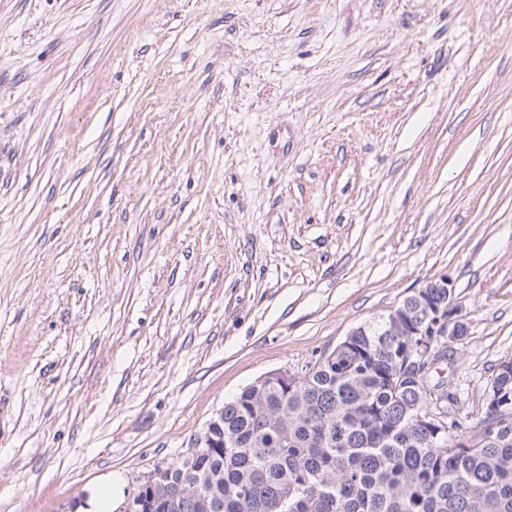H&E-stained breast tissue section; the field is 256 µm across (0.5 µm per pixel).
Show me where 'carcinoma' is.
<instances>
[{"mask_svg":"<svg viewBox=\"0 0 512 512\" xmlns=\"http://www.w3.org/2000/svg\"><path fill=\"white\" fill-rule=\"evenodd\" d=\"M413 347L404 326L375 319L293 390L246 386L224 403L233 446L174 462L145 494L157 512H512V411L486 406L473 425L455 413L461 441L440 442L407 412ZM491 390L512 402L511 365Z\"/></svg>","mask_w":512,"mask_h":512,"instance_id":"carcinoma-1","label":"carcinoma"}]
</instances>
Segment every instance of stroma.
<instances>
[{
  "mask_svg": "<svg viewBox=\"0 0 512 512\" xmlns=\"http://www.w3.org/2000/svg\"><path fill=\"white\" fill-rule=\"evenodd\" d=\"M442 277L475 421L512 358V0H0V512H120Z\"/></svg>",
  "mask_w": 512,
  "mask_h": 512,
  "instance_id": "35a3bbf8",
  "label": "stroma"
}]
</instances>
